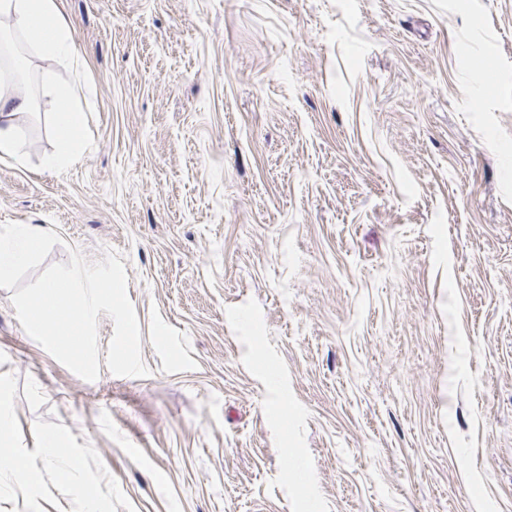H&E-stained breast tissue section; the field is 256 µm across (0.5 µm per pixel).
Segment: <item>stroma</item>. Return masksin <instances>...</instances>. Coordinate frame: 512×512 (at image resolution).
Masks as SVG:
<instances>
[{"label": "stroma", "mask_w": 512, "mask_h": 512, "mask_svg": "<svg viewBox=\"0 0 512 512\" xmlns=\"http://www.w3.org/2000/svg\"><path fill=\"white\" fill-rule=\"evenodd\" d=\"M56 2L88 121L0 159V236L47 229L0 512H512V0ZM73 249L120 254L148 376L22 328Z\"/></svg>", "instance_id": "1"}]
</instances>
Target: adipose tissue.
Returning <instances> with one entry per match:
<instances>
[{"label": "adipose tissue", "mask_w": 512, "mask_h": 512, "mask_svg": "<svg viewBox=\"0 0 512 512\" xmlns=\"http://www.w3.org/2000/svg\"><path fill=\"white\" fill-rule=\"evenodd\" d=\"M0 17L9 22L0 30V158L20 164L24 154L17 121L36 113L38 103L35 95L16 91L14 82L37 72L41 60L72 65L78 62L79 54L56 0H0ZM41 83L55 101L48 121L54 150L44 156L42 165L56 170L77 153L86 113L75 103V84L48 76L42 77ZM45 234L43 226L19 224L0 239V282L28 260Z\"/></svg>", "instance_id": "obj_1"}]
</instances>
